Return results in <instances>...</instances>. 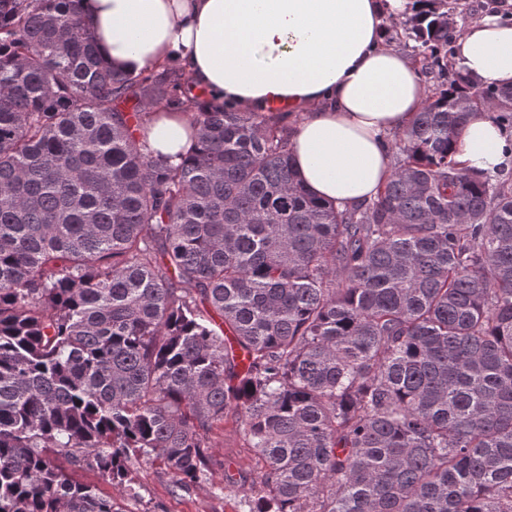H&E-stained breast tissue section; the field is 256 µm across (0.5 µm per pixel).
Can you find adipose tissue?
Returning <instances> with one entry per match:
<instances>
[{
    "label": "adipose tissue",
    "instance_id": "obj_1",
    "mask_svg": "<svg viewBox=\"0 0 512 512\" xmlns=\"http://www.w3.org/2000/svg\"><path fill=\"white\" fill-rule=\"evenodd\" d=\"M414 0H82L100 57L131 74L178 64L206 107L263 112L282 104L297 176L346 208L390 178L392 133L413 123L430 91L409 55L386 42ZM454 64L484 86H512V16L472 23ZM185 112L156 111L145 135L171 163L191 144ZM512 133L472 115L460 158L495 171L512 164Z\"/></svg>",
    "mask_w": 512,
    "mask_h": 512
}]
</instances>
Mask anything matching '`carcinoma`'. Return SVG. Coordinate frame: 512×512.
I'll return each mask as SVG.
<instances>
[{
  "instance_id": "obj_1",
  "label": "carcinoma",
  "mask_w": 512,
  "mask_h": 512,
  "mask_svg": "<svg viewBox=\"0 0 512 512\" xmlns=\"http://www.w3.org/2000/svg\"><path fill=\"white\" fill-rule=\"evenodd\" d=\"M81 2L0 0V512H122L61 458L186 489L230 413L247 512H512V170L457 158L512 87L453 67L456 7L396 34L437 84L340 210L287 125L105 66ZM155 108L197 128L176 166L131 130Z\"/></svg>"
}]
</instances>
